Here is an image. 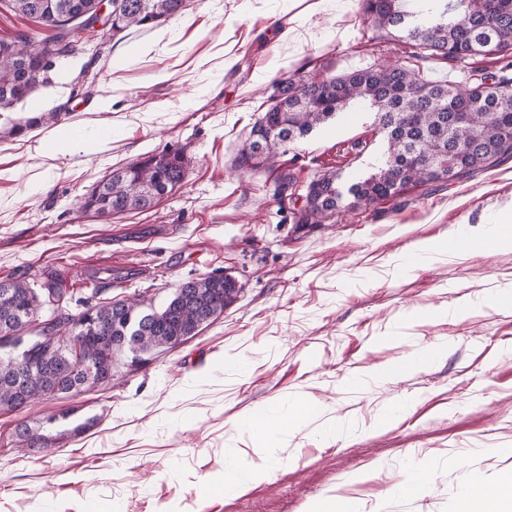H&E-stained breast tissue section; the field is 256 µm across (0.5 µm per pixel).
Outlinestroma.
<instances>
[{"label": "stroma", "mask_w": 512, "mask_h": 512, "mask_svg": "<svg viewBox=\"0 0 512 512\" xmlns=\"http://www.w3.org/2000/svg\"><path fill=\"white\" fill-rule=\"evenodd\" d=\"M0 0V40L37 44L52 28ZM381 39L362 0H190L181 16L56 60L51 84L6 108L19 119H63L21 136L0 133V281L25 278L84 304L138 297L160 307L181 283L234 277L236 301L192 339L134 367L115 355L111 384L0 411V512H312L328 497L363 512H455L468 489L512 481V250L473 248L512 210V159L471 180L408 190L378 210L297 227L275 194L291 172L299 193L320 171L340 190L375 172L386 152L376 114L353 106L275 165L241 172L235 158L276 83L323 79L403 58ZM436 81L469 66L425 59ZM94 78L72 97L81 70ZM68 139L67 153L52 152ZM175 150L194 163L147 211L101 218L81 203L106 172ZM457 237L452 252L442 244ZM439 343L424 368L397 364ZM411 407L398 421L387 412ZM310 405L294 429L254 442L239 417ZM80 434H73L77 424ZM342 433L325 438L328 424ZM50 453L22 451V425ZM267 459L269 477L244 492H197L226 456ZM416 465L425 492L400 495Z\"/></svg>", "instance_id": "35a3bbf8"}]
</instances>
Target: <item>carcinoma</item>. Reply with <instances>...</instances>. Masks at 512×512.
Masks as SVG:
<instances>
[{"mask_svg": "<svg viewBox=\"0 0 512 512\" xmlns=\"http://www.w3.org/2000/svg\"><path fill=\"white\" fill-rule=\"evenodd\" d=\"M15 11L56 30L53 38L32 45L26 37L0 45V108L24 101L49 83L50 69L41 63L66 37L58 18L77 8L96 12V0H10ZM119 13L112 31L147 26L181 14L186 0H116ZM372 26L411 45L413 58H442L467 63L475 56L512 50V0H456L446 12L436 0H423L410 12L401 0H363ZM512 62L494 82L473 70L462 83L433 81L406 62L385 61L321 81L290 78L272 105L252 127L237 166L257 171L272 166L288 145L354 102L367 101L377 112L387 156L375 173L350 186L345 199L336 172L327 170L309 185L306 203L294 209L298 224H320L341 210L376 207L410 187L437 180L454 181L512 158ZM60 113L44 112L25 122H11L9 135H21L42 124L57 123ZM192 159L173 151L112 171L97 183L83 208L99 217L146 210L185 179ZM238 291L224 276L210 274L181 283L158 309L137 301L85 305L59 321H39L44 304L39 289L25 280L0 282V409H19L35 400L78 393L86 386L112 381L113 357L131 355V365L149 361L197 335L203 325L224 313ZM148 320L136 343L122 339L127 322ZM19 446L44 440L39 429L24 426Z\"/></svg>", "mask_w": 512, "mask_h": 512, "instance_id": "obj_1", "label": "carcinoma"}]
</instances>
